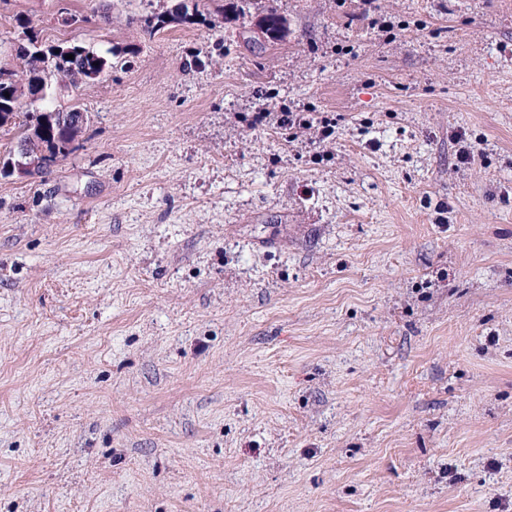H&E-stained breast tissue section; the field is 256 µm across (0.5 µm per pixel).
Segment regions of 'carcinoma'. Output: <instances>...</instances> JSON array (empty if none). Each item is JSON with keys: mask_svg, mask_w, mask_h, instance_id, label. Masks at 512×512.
Returning a JSON list of instances; mask_svg holds the SVG:
<instances>
[{"mask_svg": "<svg viewBox=\"0 0 512 512\" xmlns=\"http://www.w3.org/2000/svg\"><path fill=\"white\" fill-rule=\"evenodd\" d=\"M206 19L198 4L188 6L182 2L172 10L152 13L140 19L143 32L152 37L158 32L174 25H194ZM17 26L22 30V42L16 50L20 68L13 74L20 81L13 82L0 78V113L9 118L0 122V133L13 134L14 139L22 141L29 135L30 128L42 122L50 123L53 132L47 135L45 142H58L66 146L67 152L61 155L51 154L39 173L46 174L56 164L80 148L77 140L70 137L71 127L61 125L54 111L44 107L32 111L18 109L19 100L26 98L31 103H47L60 89H79L77 78H97L108 66V60L96 51L77 41L49 44L40 37L30 18L23 15L15 17ZM264 37L269 43L284 39L288 33L287 19L276 10L270 9L262 17ZM74 58L69 59L67 55Z\"/></svg>", "mask_w": 512, "mask_h": 512, "instance_id": "cac0c4a2", "label": "carcinoma"}]
</instances>
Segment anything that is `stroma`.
Wrapping results in <instances>:
<instances>
[{
	"label": "stroma",
	"mask_w": 512,
	"mask_h": 512,
	"mask_svg": "<svg viewBox=\"0 0 512 512\" xmlns=\"http://www.w3.org/2000/svg\"><path fill=\"white\" fill-rule=\"evenodd\" d=\"M178 2L0 0L110 64L0 178V512H512V0ZM198 1L195 0L190 11L188 4L179 3L172 10L161 13H152L140 19L143 32L149 37L154 36L161 30L174 25H194L199 21H206V15L199 9ZM260 23L265 27L264 37L268 43L281 41L288 33L287 19L274 9L268 10ZM288 120V122H287ZM283 123L287 122L288 128H298L310 130L314 129L315 136L320 142L332 141L335 139L336 122L327 118L318 120H311L306 118L300 113L288 112V119H283ZM11 152L12 151L9 150L7 155H3V167L0 168V177H9L5 173L4 167L10 158ZM43 156H48V153L44 151L34 154L27 143H18L12 152V157H16V161L9 163L7 171L11 176L16 174L18 176L31 177L41 165V157Z\"/></svg>",
	"instance_id": "obj_1"
}]
</instances>
